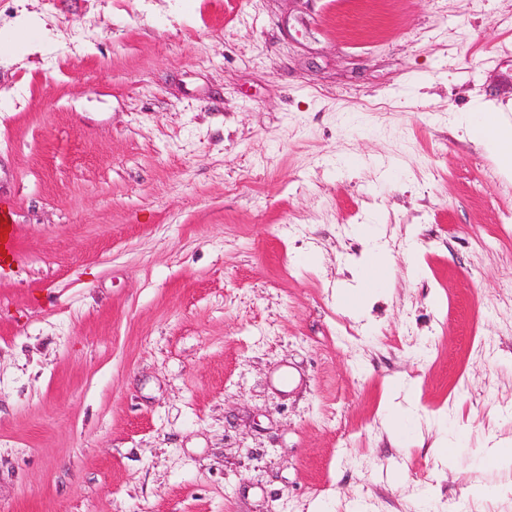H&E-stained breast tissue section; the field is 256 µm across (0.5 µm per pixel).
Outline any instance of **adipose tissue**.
I'll return each mask as SVG.
<instances>
[{"label":"adipose tissue","mask_w":512,"mask_h":512,"mask_svg":"<svg viewBox=\"0 0 512 512\" xmlns=\"http://www.w3.org/2000/svg\"><path fill=\"white\" fill-rule=\"evenodd\" d=\"M464 129L491 157L502 176L512 179V116L495 106L467 114Z\"/></svg>","instance_id":"1"}]
</instances>
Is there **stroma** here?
Masks as SVG:
<instances>
[{"instance_id": "obj_1", "label": "stroma", "mask_w": 512, "mask_h": 512, "mask_svg": "<svg viewBox=\"0 0 512 512\" xmlns=\"http://www.w3.org/2000/svg\"><path fill=\"white\" fill-rule=\"evenodd\" d=\"M511 102L512 0H0V512H512ZM507 112L512 109L484 106L480 112L467 114L464 129L495 161L500 174L512 179V120ZM0 223L11 227L9 233L2 235L0 239V246H4L2 253H0V269L6 264L8 259L14 255L15 248V235H14V224L12 220V212L9 206L5 203L0 205ZM4 252L8 253V257H4ZM374 270H381L384 272V265L380 262L376 255H372L371 258L366 260L361 270L358 273V285L348 289L346 295L343 297V302L350 309L357 307L365 296L376 292L379 286L374 287L371 285L368 275Z\"/></svg>"}]
</instances>
